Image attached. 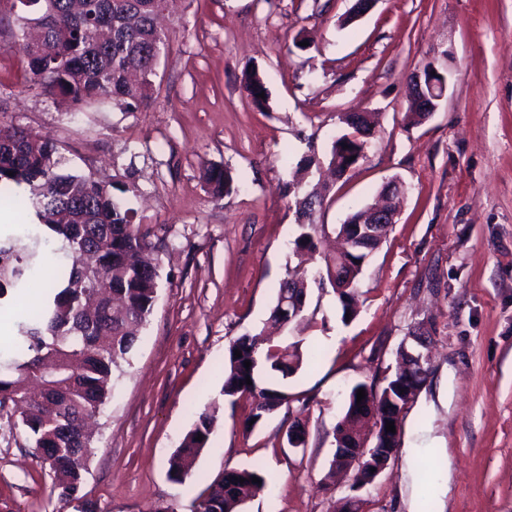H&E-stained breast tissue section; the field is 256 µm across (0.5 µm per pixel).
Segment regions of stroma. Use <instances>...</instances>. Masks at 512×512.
Segmentation results:
<instances>
[{
	"instance_id": "1",
	"label": "stroma",
	"mask_w": 512,
	"mask_h": 512,
	"mask_svg": "<svg viewBox=\"0 0 512 512\" xmlns=\"http://www.w3.org/2000/svg\"><path fill=\"white\" fill-rule=\"evenodd\" d=\"M350 0H170L168 49L145 108L73 115L41 95L22 47L0 25V120L51 138L66 166L124 188L158 248L153 310L97 418L80 493L96 512H189L228 470L255 468L263 492L240 512H332L351 495L327 473L334 429L355 384L382 386L399 345L431 326L430 369L363 512H512V0H378L341 25ZM434 64L444 99L406 117L407 76ZM262 75L268 106L241 84ZM375 116L367 156L336 180L318 214L336 228L386 181L409 187L364 266L357 311L311 288L302 319L275 343L305 354L271 377L292 401L249 426V400L222 405L183 481L168 475L183 436L224 380L229 343L265 327L297 258V163L324 159L343 117ZM206 166L231 172L214 199ZM266 328V327H265ZM302 422L307 442L289 447ZM0 418V512H60L53 475Z\"/></svg>"
}]
</instances>
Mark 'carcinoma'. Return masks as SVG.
Masks as SVG:
<instances>
[{
    "instance_id": "cac0c4a2",
    "label": "carcinoma",
    "mask_w": 512,
    "mask_h": 512,
    "mask_svg": "<svg viewBox=\"0 0 512 512\" xmlns=\"http://www.w3.org/2000/svg\"><path fill=\"white\" fill-rule=\"evenodd\" d=\"M155 0H18L9 12L8 24L17 37L26 38L32 24L43 29L36 43H25L30 80L41 92L67 105L66 113L85 106L112 102L133 111L148 106L157 77L152 46L167 39L154 25ZM112 32V49L100 44L97 29ZM137 72L140 81L128 75ZM242 83L258 110L267 100L260 73L243 74ZM203 181L215 198L230 193L232 177L219 167L204 169ZM28 187L21 204L38 220L0 233V298L19 295L28 280L38 274L52 287L43 308L16 322L17 340L23 345L22 361L0 360V415L22 428L24 443L35 449L54 476L53 490L76 512H96L95 505L81 501L78 488L84 479L92 440L84 431L88 420L99 415L113 388L114 369L133 349L150 315L160 282L156 245L150 230L136 222V212L123 198L92 179L67 172L56 145L43 141L19 126H0V186ZM326 191L317 187L295 201L301 232L294 241L295 255L312 258L318 250L316 215ZM67 210L70 224H54L51 216ZM69 263L61 269L45 263L55 243ZM367 253H345L352 274L351 291L359 290ZM308 272L298 266L281 282L270 319L285 326L302 316L304 309L282 314V294L292 289L301 301L310 288ZM261 334L232 341L224 359V383L219 396L234 403L251 400V417L260 418L265 404L284 391L262 386L258 372L264 369L286 378L300 369L303 353L298 344L262 348ZM240 351L237 358L234 351ZM251 366L245 367L244 361ZM251 384H246V380ZM38 380L47 392L35 394L29 386ZM395 374L382 387L370 388L363 402L391 406L388 395H397ZM219 400L205 407L183 437L169 463L175 481L188 476L209 442L217 421ZM202 436L197 441L195 437ZM263 479L253 469L224 472L223 481L211 483L191 505L190 512H238L241 503L263 490ZM244 482H238V479Z\"/></svg>"
}]
</instances>
